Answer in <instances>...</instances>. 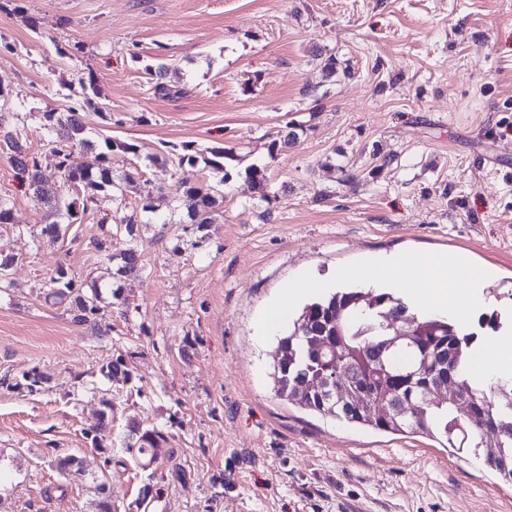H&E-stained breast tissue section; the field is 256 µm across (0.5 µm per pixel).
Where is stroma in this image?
<instances>
[{
    "label": "stroma",
    "instance_id": "obj_1",
    "mask_svg": "<svg viewBox=\"0 0 512 512\" xmlns=\"http://www.w3.org/2000/svg\"><path fill=\"white\" fill-rule=\"evenodd\" d=\"M317 47L349 75L326 78ZM159 64L165 94L145 71ZM91 74L86 105L74 91ZM73 107L94 144L136 145L112 154L134 180L53 242L47 207L0 157V258L15 259L0 512H98L107 493L112 512H512V484L481 461L278 396V341L255 336L289 280L397 250L492 267L469 323L512 319V0H0V115L56 201L78 192L42 116ZM292 123L298 144L270 153ZM186 145L234 154L227 183L197 172L224 199L206 239L170 205ZM254 164L268 199L244 177ZM133 243L141 269L117 275ZM61 268L98 289L94 323L45 300ZM139 428L162 436L152 462L131 449Z\"/></svg>",
    "mask_w": 512,
    "mask_h": 512
}]
</instances>
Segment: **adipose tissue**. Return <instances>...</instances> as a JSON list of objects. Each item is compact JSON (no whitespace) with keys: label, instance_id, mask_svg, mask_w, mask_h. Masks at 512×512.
<instances>
[{"label":"adipose tissue","instance_id":"obj_1","mask_svg":"<svg viewBox=\"0 0 512 512\" xmlns=\"http://www.w3.org/2000/svg\"><path fill=\"white\" fill-rule=\"evenodd\" d=\"M412 261L432 284L427 293H411L403 286L407 266ZM491 274L490 268L474 266L460 255L418 254L412 258L403 253L372 255L358 266L337 269L331 277L303 275L289 281L281 296L258 314L255 330L260 337L271 335L289 320L295 302L308 291L325 292L340 283L358 279L388 289L423 314L455 319L460 309L476 310L485 306L484 289ZM458 283L465 286L460 296L454 289ZM470 377L480 387L493 377L512 378V336L483 340L473 357Z\"/></svg>","mask_w":512,"mask_h":512}]
</instances>
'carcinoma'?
Listing matches in <instances>:
<instances>
[{
  "label": "carcinoma",
  "instance_id": "1",
  "mask_svg": "<svg viewBox=\"0 0 512 512\" xmlns=\"http://www.w3.org/2000/svg\"><path fill=\"white\" fill-rule=\"evenodd\" d=\"M45 129L51 136L53 152L64 183L84 190L83 207L96 204L98 197L111 201L123 194V185L133 180L132 173L117 175L112 168L111 152L134 153L131 144L104 139L98 149L80 138L84 126L75 111L62 117L44 113ZM305 128L291 124L277 133L270 144L271 153L291 147ZM6 154L16 177L28 185L37 200H44L43 176L36 159L28 156L18 132L0 129V154ZM204 163L226 182L231 177L224 160L233 158L223 147L208 149ZM252 188L268 194L266 169L251 165L245 170ZM174 208L186 213L189 223L200 231L212 227L219 200L211 187L192 175L180 174L172 198ZM75 202L51 206L54 220L45 232L58 238L76 221ZM45 299L56 304L71 302L73 321L90 322L99 312L97 289L84 296L65 280V271L45 283ZM412 330L409 339L392 347L395 336L389 320ZM333 339L334 355L317 359L315 345L323 337ZM478 333L463 330L455 322L441 318L419 317L410 306L391 292L345 288L306 304L298 317L279 338L281 357L274 379L279 396L294 401L303 409L332 417L348 424L368 426L387 433H422L445 441L456 453L480 458L499 476L512 483V380L491 382L489 392L478 390L464 374L477 347ZM468 397L462 409L456 397ZM387 397L385 413L373 410L372 403ZM409 401L414 409L402 413L395 405ZM160 436L143 431L137 441L142 456L155 457Z\"/></svg>",
  "mask_w": 512,
  "mask_h": 512
}]
</instances>
